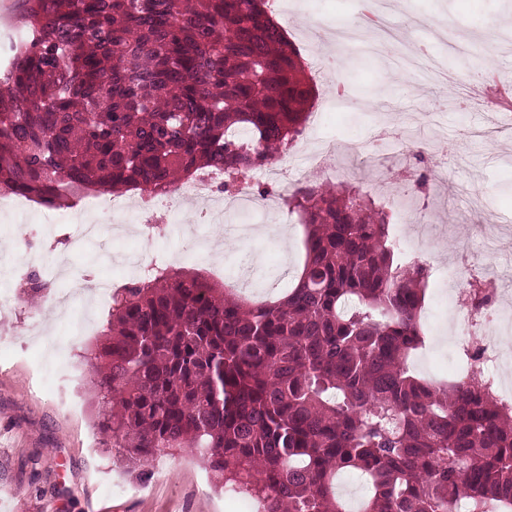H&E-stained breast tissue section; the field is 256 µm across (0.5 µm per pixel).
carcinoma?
<instances>
[{
  "label": "carcinoma",
  "instance_id": "obj_1",
  "mask_svg": "<svg viewBox=\"0 0 512 512\" xmlns=\"http://www.w3.org/2000/svg\"><path fill=\"white\" fill-rule=\"evenodd\" d=\"M0 64V189L59 209L91 190L167 195L195 173L246 176L302 133L314 88L268 0H24ZM300 277L252 301L155 260L112 293L85 350L106 447L152 466L189 448L264 512H512V402L475 376L410 367L426 267L354 186L288 198ZM52 283L32 273L24 296Z\"/></svg>",
  "mask_w": 512,
  "mask_h": 512
}]
</instances>
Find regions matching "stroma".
Instances as JSON below:
<instances>
[{
	"instance_id": "obj_1",
	"label": "stroma",
	"mask_w": 512,
	"mask_h": 512,
	"mask_svg": "<svg viewBox=\"0 0 512 512\" xmlns=\"http://www.w3.org/2000/svg\"><path fill=\"white\" fill-rule=\"evenodd\" d=\"M361 0H287L277 19L298 47L312 76L314 105L330 99V80L315 76L321 54L333 51L329 30L356 18ZM512 17V0H394L392 26L382 34L389 56L351 57L340 73L351 96L346 109L329 110L324 135L357 140L371 152L381 103L412 102L414 112H427L441 95L440 86L419 74L400 71L390 60L401 46L430 40L434 56L444 58L449 71L468 74L479 67L512 77V38L492 55L484 53V28L494 19ZM505 105L472 112L446 109L431 135L435 149L445 150L448 171L437 192L418 191L415 205L429 218L427 256L431 264L449 263L461 245H479L488 226L502 225L499 254H485L488 263L512 253V129L497 140L470 139L468 129L503 121ZM190 207L179 222L157 239L150 256H163L179 268L215 274L244 275L249 298L279 297L291 286L304 263L305 228L289 224L287 238L264 233L248 245L213 224L186 242L185 226L192 223ZM17 220L0 213V290L8 289L9 266L31 257L34 266L65 264L57 279L58 292L71 296L66 312L7 304L0 307V512H233L232 501L215 492L195 455L187 450L168 456L164 470L149 477L112 465L102 452V435L93 424L88 380L82 355L96 343L109 314V303L85 305L73 288L87 276L125 283L121 268L112 263L115 252L131 247L127 238L112 240L109 248L72 239L69 225L51 231L35 230L27 249L16 246ZM455 312L448 289L431 275L421 321L430 341L413 356L417 374L444 378L460 355L452 346H436L434 337L454 328ZM75 366L68 385L79 402L76 415L59 412L54 396L34 387L38 370L53 371L61 358ZM127 484V493H110L112 484Z\"/></svg>"
}]
</instances>
